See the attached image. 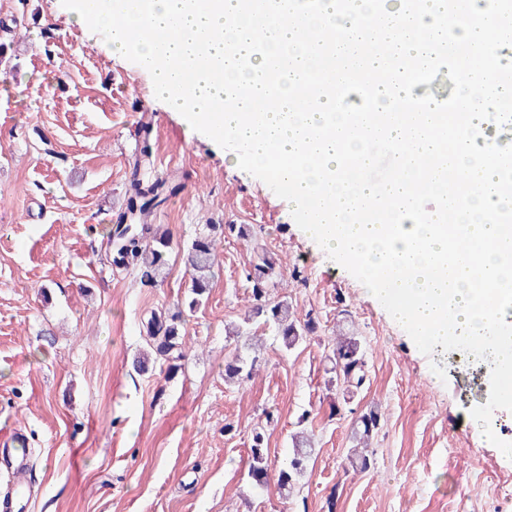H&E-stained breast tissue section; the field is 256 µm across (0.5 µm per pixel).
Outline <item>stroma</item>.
<instances>
[{
	"label": "stroma",
	"instance_id": "35a3bbf8",
	"mask_svg": "<svg viewBox=\"0 0 512 512\" xmlns=\"http://www.w3.org/2000/svg\"><path fill=\"white\" fill-rule=\"evenodd\" d=\"M0 43V431H22L34 450L27 512H512V460L471 416L488 396L477 361L422 354L315 248L286 200L234 155L188 137L147 73L62 0H0ZM137 155L150 161L144 180L176 186L147 217L178 248L154 284L110 257ZM207 224L254 235L218 240L209 297L184 314L178 373L138 372L152 313L188 292L180 249ZM261 253L277 261L268 298L316 330L289 351L265 331L253 377L229 384L224 357L241 341L228 329L248 312ZM340 324L366 360L346 404L326 359ZM374 405L373 463L350 471L351 422ZM303 428L315 453L288 499L251 489L253 432H265L280 468Z\"/></svg>",
	"mask_w": 512,
	"mask_h": 512
}]
</instances>
